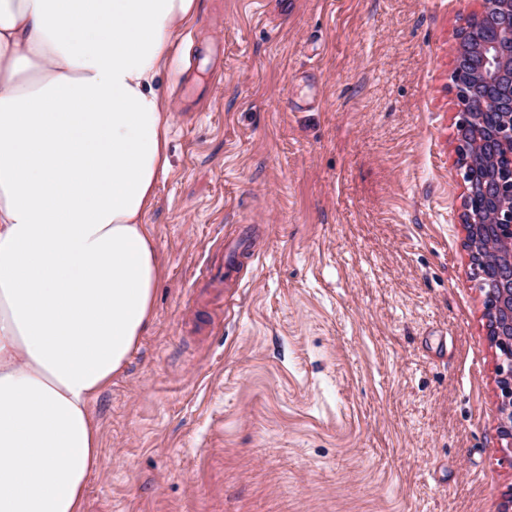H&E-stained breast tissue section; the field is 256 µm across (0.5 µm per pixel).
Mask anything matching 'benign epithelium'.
<instances>
[{"mask_svg": "<svg viewBox=\"0 0 512 512\" xmlns=\"http://www.w3.org/2000/svg\"><path fill=\"white\" fill-rule=\"evenodd\" d=\"M481 15L487 28L472 53L464 52L465 28H460L453 46L452 89L459 91L471 81L479 90L469 111L462 113L460 124L475 119L477 110L489 102L499 119L483 125L477 133L478 144L486 147L487 163L510 164L509 172L495 175L475 185L467 176L463 202V222L467 235L480 231L505 251L504 265L493 270L481 266L476 246H471V270L486 279L493 303L487 308L492 325L489 335L501 351L497 367V386L503 414L500 432L512 437V0H482Z\"/></svg>", "mask_w": 512, "mask_h": 512, "instance_id": "7a95c632", "label": "benign epithelium"}]
</instances>
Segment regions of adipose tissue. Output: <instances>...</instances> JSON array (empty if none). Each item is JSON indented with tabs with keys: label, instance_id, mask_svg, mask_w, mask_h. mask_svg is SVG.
I'll list each match as a JSON object with an SVG mask.
<instances>
[{
	"label": "adipose tissue",
	"instance_id": "adipose-tissue-1",
	"mask_svg": "<svg viewBox=\"0 0 512 512\" xmlns=\"http://www.w3.org/2000/svg\"><path fill=\"white\" fill-rule=\"evenodd\" d=\"M198 0H0V512H85L162 269L159 84Z\"/></svg>",
	"mask_w": 512,
	"mask_h": 512
}]
</instances>
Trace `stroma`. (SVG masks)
Instances as JSON below:
<instances>
[{
	"mask_svg": "<svg viewBox=\"0 0 512 512\" xmlns=\"http://www.w3.org/2000/svg\"><path fill=\"white\" fill-rule=\"evenodd\" d=\"M479 0H199L164 77L154 319L86 512H512L450 48ZM239 290L200 273L225 233Z\"/></svg>",
	"mask_w": 512,
	"mask_h": 512,
	"instance_id": "35a3bbf8",
	"label": "stroma"
}]
</instances>
